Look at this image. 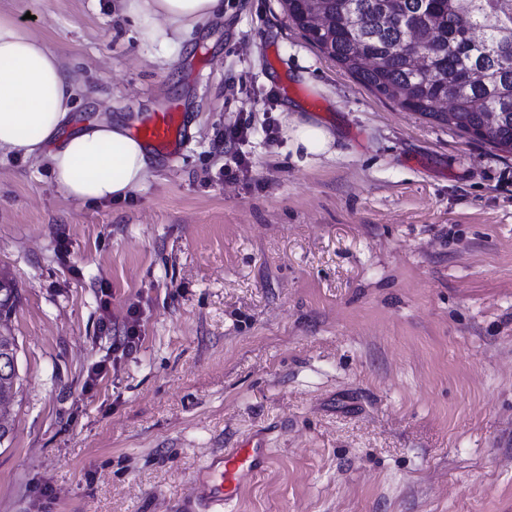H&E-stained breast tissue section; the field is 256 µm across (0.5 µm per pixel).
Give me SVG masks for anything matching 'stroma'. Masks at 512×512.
<instances>
[{"instance_id":"35a3bbf8","label":"stroma","mask_w":512,"mask_h":512,"mask_svg":"<svg viewBox=\"0 0 512 512\" xmlns=\"http://www.w3.org/2000/svg\"><path fill=\"white\" fill-rule=\"evenodd\" d=\"M0 7L85 84L76 123L184 113L112 203L0 155L23 379L0 512H183L253 438L268 462L223 512H512V152L359 84L281 0H224L165 58L116 0ZM309 121L331 152L295 148Z\"/></svg>"}]
</instances>
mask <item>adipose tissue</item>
<instances>
[{"instance_id": "1", "label": "adipose tissue", "mask_w": 512, "mask_h": 512, "mask_svg": "<svg viewBox=\"0 0 512 512\" xmlns=\"http://www.w3.org/2000/svg\"><path fill=\"white\" fill-rule=\"evenodd\" d=\"M143 44L168 57L173 44L224 10L223 0H118ZM84 87L46 40L0 9V153L48 165L68 199L108 203L128 197L149 176L148 148L107 120L61 129Z\"/></svg>"}]
</instances>
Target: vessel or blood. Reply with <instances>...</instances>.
<instances>
[{"label":"vessel or blood","instance_id":"vessel-or-blood-1","mask_svg":"<svg viewBox=\"0 0 512 512\" xmlns=\"http://www.w3.org/2000/svg\"><path fill=\"white\" fill-rule=\"evenodd\" d=\"M181 131L180 111L169 109L155 113L149 122L136 128L134 134L167 154L176 148ZM266 461L267 452L258 442L228 448L214 456L206 470L204 492L195 494L188 502L190 512H215L217 507L232 500Z\"/></svg>","mask_w":512,"mask_h":512}]
</instances>
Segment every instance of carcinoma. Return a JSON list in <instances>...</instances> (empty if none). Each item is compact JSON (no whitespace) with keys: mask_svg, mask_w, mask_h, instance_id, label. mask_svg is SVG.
Instances as JSON below:
<instances>
[{"mask_svg":"<svg viewBox=\"0 0 512 512\" xmlns=\"http://www.w3.org/2000/svg\"><path fill=\"white\" fill-rule=\"evenodd\" d=\"M310 0H288V16L321 52L358 83L411 112L453 123L479 138L496 113L493 140L512 148V0H470L461 12L452 0H324L336 27L318 33L305 27ZM416 30L428 57L416 66ZM18 289L0 283V313L12 311ZM18 343L0 333V400L19 393Z\"/></svg>","mask_w":512,"mask_h":512,"instance_id":"obj_1","label":"carcinoma"}]
</instances>
